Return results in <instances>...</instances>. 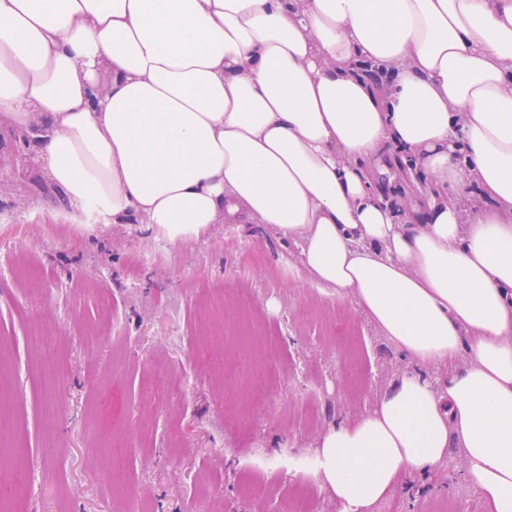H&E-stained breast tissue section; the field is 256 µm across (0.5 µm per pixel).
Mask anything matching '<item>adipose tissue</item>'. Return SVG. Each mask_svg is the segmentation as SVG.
Wrapping results in <instances>:
<instances>
[{
	"mask_svg": "<svg viewBox=\"0 0 512 512\" xmlns=\"http://www.w3.org/2000/svg\"><path fill=\"white\" fill-rule=\"evenodd\" d=\"M384 74V83L369 71ZM0 123L72 223L175 246L248 219L447 384L408 373L316 451L345 512L463 450L512 512V0H0ZM408 153L412 224L362 159ZM476 185L487 206L461 203Z\"/></svg>",
	"mask_w": 512,
	"mask_h": 512,
	"instance_id": "ef3b65f1",
	"label": "adipose tissue"
}]
</instances>
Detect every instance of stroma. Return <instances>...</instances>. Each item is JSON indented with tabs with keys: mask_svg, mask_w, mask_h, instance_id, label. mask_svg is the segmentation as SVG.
Listing matches in <instances>:
<instances>
[{
	"mask_svg": "<svg viewBox=\"0 0 512 512\" xmlns=\"http://www.w3.org/2000/svg\"><path fill=\"white\" fill-rule=\"evenodd\" d=\"M35 144L0 126V413L29 471L0 512H125L131 492L147 512H284L299 491L343 512L305 462L418 364L267 225L173 248L142 224L81 230ZM254 316L266 335H240ZM372 512L490 510L452 447Z\"/></svg>",
	"mask_w": 512,
	"mask_h": 512,
	"instance_id": "stroma-1",
	"label": "stroma"
}]
</instances>
